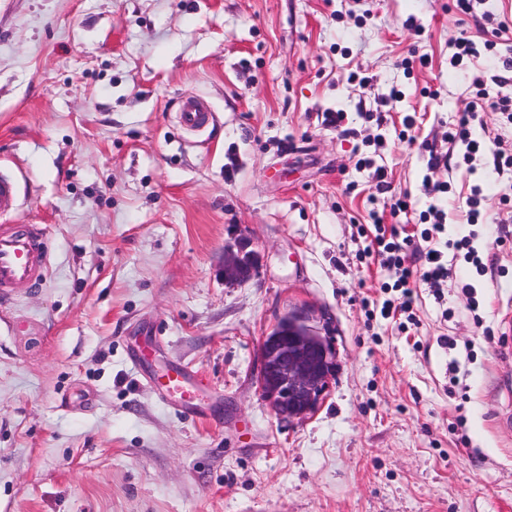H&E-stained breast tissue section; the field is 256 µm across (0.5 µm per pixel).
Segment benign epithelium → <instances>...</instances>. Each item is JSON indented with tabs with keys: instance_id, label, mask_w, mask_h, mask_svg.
Wrapping results in <instances>:
<instances>
[{
	"instance_id": "benign-epithelium-1",
	"label": "benign epithelium",
	"mask_w": 512,
	"mask_h": 512,
	"mask_svg": "<svg viewBox=\"0 0 512 512\" xmlns=\"http://www.w3.org/2000/svg\"><path fill=\"white\" fill-rule=\"evenodd\" d=\"M253 273L250 256L224 251V279L243 283ZM312 312L296 308L262 338L256 383L258 394L281 418L312 414L330 388L336 366L333 343L309 325Z\"/></svg>"
}]
</instances>
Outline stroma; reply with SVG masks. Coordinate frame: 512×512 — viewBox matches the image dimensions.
<instances>
[{"label":"stroma","instance_id":"stroma-1","mask_svg":"<svg viewBox=\"0 0 512 512\" xmlns=\"http://www.w3.org/2000/svg\"><path fill=\"white\" fill-rule=\"evenodd\" d=\"M500 19L512 0L461 19L453 0H0L9 221L50 241L43 287L0 302V512H512V120L481 113L472 173L448 140L478 89L512 98L492 55L448 70L460 32ZM186 94L202 131L178 123ZM436 181L484 268L417 284L401 332L361 228L394 196L425 210ZM476 184L487 221L467 224ZM243 237L255 269L230 285ZM301 307L328 314L337 364L314 413L281 419L259 346ZM168 367L206 380L203 417L160 396ZM178 120L180 125L189 131L207 126L212 119V112L196 96H183L178 100Z\"/></svg>","mask_w":512,"mask_h":512}]
</instances>
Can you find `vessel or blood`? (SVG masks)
<instances>
[{
	"mask_svg": "<svg viewBox=\"0 0 512 512\" xmlns=\"http://www.w3.org/2000/svg\"><path fill=\"white\" fill-rule=\"evenodd\" d=\"M212 118L208 107L196 96L178 100V120L189 131L207 126ZM18 206V186L13 174L0 168V216L11 214ZM48 243L45 230L38 224L0 226V295L41 286L48 277ZM202 379L187 370L173 368L161 376V394L177 398L183 415L197 417L203 409L197 399Z\"/></svg>",
	"mask_w": 512,
	"mask_h": 512,
	"instance_id": "b4317fda",
	"label": "vessel or blood"
}]
</instances>
